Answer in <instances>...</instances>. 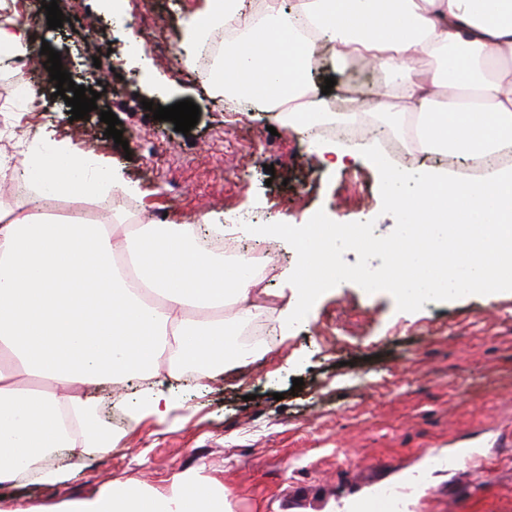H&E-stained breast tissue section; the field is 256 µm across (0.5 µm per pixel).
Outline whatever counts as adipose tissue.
Listing matches in <instances>:
<instances>
[{"mask_svg":"<svg viewBox=\"0 0 512 512\" xmlns=\"http://www.w3.org/2000/svg\"><path fill=\"white\" fill-rule=\"evenodd\" d=\"M244 0H205L184 23L183 41L197 52L208 33L247 21ZM312 25L337 59L368 60L385 76L369 105L387 113L398 100L428 153L465 159L512 151V0H297L291 16L269 15L227 47L221 84L270 111L289 103L297 133L306 116L328 112L306 74L310 51L294 31ZM433 59L435 68L423 65ZM20 179L34 204L0 208V487L31 475L40 484L64 471L41 469L50 451L74 457L109 448L95 406L63 394L66 386L132 376L145 386L132 423L165 421L170 397L157 364L170 374L192 367L207 376L245 355L231 339L233 320L258 315L259 285L245 259L199 247L195 232L224 233L221 215L199 211L188 221L102 224L53 214L47 199H93L115 189L136 194L119 170L77 153L63 140L33 136ZM236 308L234 319L225 306ZM49 381L23 386L21 374ZM42 512H232L223 486L176 475L167 490L101 488Z\"/></svg>","mask_w":512,"mask_h":512,"instance_id":"obj_1","label":"adipose tissue"}]
</instances>
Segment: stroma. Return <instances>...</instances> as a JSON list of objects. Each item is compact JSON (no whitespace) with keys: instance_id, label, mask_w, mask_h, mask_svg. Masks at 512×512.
<instances>
[{"instance_id":"stroma-1","label":"stroma","mask_w":512,"mask_h":512,"mask_svg":"<svg viewBox=\"0 0 512 512\" xmlns=\"http://www.w3.org/2000/svg\"><path fill=\"white\" fill-rule=\"evenodd\" d=\"M42 0H11L29 25L32 46L50 45L76 85L95 87L97 108L74 120L56 88L28 79L33 108L13 103L14 76L0 71V152L45 132L81 153L120 167L137 195L115 190L95 201L50 202L59 215L81 209L90 219L130 225L181 220L200 210L261 211L265 220L299 224L317 211L342 223L394 225L381 211L380 177L365 159L324 163L306 137L266 113L226 109L211 84L185 65L181 22L204 0H127L134 21L117 27L101 0H57L66 20L47 26ZM96 40L111 46L117 68L90 69L85 18ZM159 81L145 85L141 58ZM190 99L197 125L183 134L147 117L143 101L167 107ZM112 110L127 147L104 134L100 114ZM388 126L397 163L461 172V157L424 154L405 142L404 126ZM176 405L170 426L143 420L106 451L83 456L53 486L18 481L0 489L14 512L95 494L109 483L163 490L175 475L194 473L223 484L233 512H356L380 487L417 479L404 512H512V294L463 297L416 312L398 310L386 292L365 296L347 282L329 290L308 323L289 338L259 342L252 363L212 379L185 370L160 373ZM302 379L294 390V379ZM432 452L455 465H427Z\"/></svg>"}]
</instances>
